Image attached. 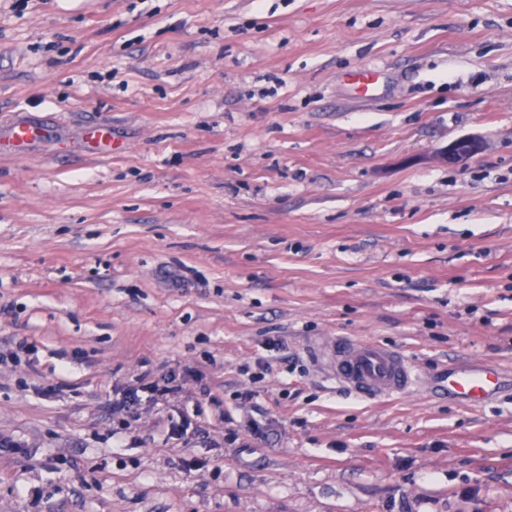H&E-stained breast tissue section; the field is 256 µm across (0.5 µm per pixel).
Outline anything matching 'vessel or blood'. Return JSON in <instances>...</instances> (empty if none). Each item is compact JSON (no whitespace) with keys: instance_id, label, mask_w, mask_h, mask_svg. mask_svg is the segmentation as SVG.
Listing matches in <instances>:
<instances>
[{"instance_id":"1","label":"vessel or blood","mask_w":512,"mask_h":512,"mask_svg":"<svg viewBox=\"0 0 512 512\" xmlns=\"http://www.w3.org/2000/svg\"><path fill=\"white\" fill-rule=\"evenodd\" d=\"M349 79L362 98L373 96L378 84L376 71L368 68L354 71ZM325 358L337 382L365 398L405 396L419 386L411 360L375 341L336 337L327 343ZM445 383L449 397L477 406L496 390L499 376L494 369L482 367L451 372Z\"/></svg>"}]
</instances>
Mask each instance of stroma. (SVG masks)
<instances>
[{"label": "stroma", "mask_w": 512, "mask_h": 512, "mask_svg": "<svg viewBox=\"0 0 512 512\" xmlns=\"http://www.w3.org/2000/svg\"><path fill=\"white\" fill-rule=\"evenodd\" d=\"M0 354V512H512V0H0ZM377 71L363 68L349 75L352 86L360 98L372 97L378 84ZM325 358L336 382L361 397L406 396L419 387L411 360L375 341L336 336L327 343ZM445 383L449 397L478 406L496 390L499 376L494 369L481 367L474 370L448 372ZM158 384L153 381H146V378H141L140 385L125 392L122 398L116 400L114 410L123 413H132L143 401L153 400L155 396L161 393Z\"/></svg>", "instance_id": "stroma-1"}]
</instances>
